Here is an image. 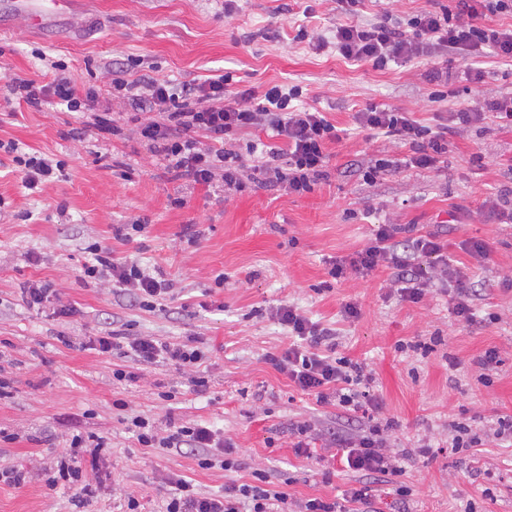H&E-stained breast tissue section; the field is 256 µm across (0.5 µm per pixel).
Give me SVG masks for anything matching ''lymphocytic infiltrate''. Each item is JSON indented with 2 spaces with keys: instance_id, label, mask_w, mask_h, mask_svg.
Instances as JSON below:
<instances>
[{
  "instance_id": "f902f5d3",
  "label": "lymphocytic infiltrate",
  "mask_w": 512,
  "mask_h": 512,
  "mask_svg": "<svg viewBox=\"0 0 512 512\" xmlns=\"http://www.w3.org/2000/svg\"><path fill=\"white\" fill-rule=\"evenodd\" d=\"M362 0H336L340 14L348 23L337 25L332 37L313 34L311 48L318 52L335 50L343 58L371 64L382 70L390 65L426 58L432 64L430 81H447L448 71L439 64L442 57L457 55L469 60L491 50L499 59L512 62V26L495 24L494 16L512 14V0H456L455 8L423 10L402 20L384 16L368 23L353 22ZM128 63L112 64V91L131 111L124 120L95 109L96 92L78 87L65 75L57 74L47 83L20 76L12 77L8 86L26 104L42 107L48 104L81 114L84 129L120 133L123 125L136 128L165 168L191 184L221 187L238 191L245 180L284 187L288 193L301 195L313 191L327 177L330 155L328 143L337 141L338 131L323 112L302 104L303 89L298 85H275L265 92L255 88L229 91V78L216 74L201 82L178 84L148 74L128 78ZM150 113L149 121H141V113ZM512 126V95L485 96L476 106L450 113L453 125H476L488 118ZM359 128L386 139L411 145L412 153L403 160L404 167L438 169L448 152V132L432 130L397 108L375 107L355 113ZM273 132L272 143L252 141L245 151L233 149L241 132L252 128ZM0 151L11 155L23 186L41 191L46 183L66 174V163L34 153L20 152L15 141H0ZM402 230L398 224H380L369 243L354 256L333 260L329 274L333 279H346L367 274L380 267L402 268L407 264L391 242ZM422 264L411 276L391 280L389 288L400 298L418 301L426 288L440 284L452 288V311L464 323H472L466 269L450 264L443 254L437 236L426 235L415 242ZM90 259L82 266L84 277L106 280L113 288L131 298L141 309L155 311L169 295L172 283L162 272H150L138 262L115 258L111 249L100 242L86 246ZM275 318L287 328L293 342L282 354L269 356V363L286 374L289 380L318 401L336 400L343 407L360 408L368 404L378 408L376 398L361 401L359 385L368 383L372 374L367 364L346 357L332 356L334 337L331 329L313 321L293 306H279ZM91 348L102 353L130 352L135 362L151 364L160 360L172 365L200 369L208 356L193 342L175 343L153 336L132 335L112 330L90 337ZM138 444L144 448H163L193 454L200 468L221 466L232 469L234 446L226 442L218 430L202 424L185 425L167 422L158 429L148 418L127 415L125 419ZM392 422L375 424L357 440L346 442L330 438L324 452L339 456L344 468L366 475H402V463L408 452L394 451L388 431ZM70 460L60 461L44 483L48 489L63 485L73 489L75 506H84L94 494L93 486L83 475L84 466L98 468L111 448L106 438L97 435H73ZM253 483L230 484L218 494L204 495L182 477L171 480L173 492L166 512H288V494L272 481L268 472L255 471Z\"/></svg>"
}]
</instances>
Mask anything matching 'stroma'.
I'll return each instance as SVG.
<instances>
[{
	"instance_id": "35a3bbf8",
	"label": "stroma",
	"mask_w": 512,
	"mask_h": 512,
	"mask_svg": "<svg viewBox=\"0 0 512 512\" xmlns=\"http://www.w3.org/2000/svg\"><path fill=\"white\" fill-rule=\"evenodd\" d=\"M453 4L365 0L358 19L374 21L386 11L403 19ZM342 20L334 0H235L229 13L224 0H77L34 27L26 11L0 0V140L69 165L66 179L36 194L12 162L0 165V380L11 391L0 399V431L14 437L0 442V469L26 475L17 486L0 482V512H125L131 496L143 512H165L172 476L210 495L232 481L252 482L257 470L287 481L288 510L299 512L305 499L341 498L361 479L324 453L297 455L298 427L310 425L320 440L347 438L374 420L393 421L396 449H433L406 460L401 476L363 479L375 512H512V435L496 433L498 418L512 417V223H500L484 205L491 197L512 200V128L494 118L455 126L439 170L394 168L371 183L363 174L372 157L397 160L411 150L353 119L389 106L440 127L482 95L512 93V64L483 54L485 78L474 84L466 62L448 56L453 80L442 89L427 79V62L376 70L331 50L315 52L297 37L303 26L331 34ZM128 57L137 62L135 76L150 71L180 83L221 71L232 86L259 92L302 86L306 103L340 132L327 146V179L304 195L251 183L213 192L174 178L133 134L71 136L82 125L79 114L18 103L6 87L14 75L45 82L60 60L77 84L95 85L97 110L120 112L109 69ZM116 165L128 167L130 179L113 176ZM177 197L184 207L173 206ZM142 219L149 222L144 236L114 238V225ZM383 222L402 226L394 240L402 255L412 252L413 237L439 233L449 261L469 269L473 323L453 315L446 289L430 288L416 303L391 295L393 268L345 281L330 276V260L362 249ZM190 224L201 231L192 244L184 236ZM471 238L487 244V262L462 249ZM94 241L162 269L173 283L164 310L138 309L111 284L84 281L83 249ZM220 273L226 281L219 287ZM32 281L51 284L57 301L28 307L21 290ZM61 300L74 315L57 314ZM348 303L358 318H345ZM284 304L335 330L337 356L370 364V392L380 403L374 415L318 403L268 362L290 343L271 315ZM127 324L136 334L202 341L206 391H195L190 370L84 348L88 337ZM64 335L71 345L61 343ZM493 347L499 364L481 369L479 356ZM119 368L134 372L135 381H116ZM168 390L175 399L161 402L159 392ZM117 399L160 426L174 419L223 431L239 450V468L207 470L193 455L140 447L122 421L127 411L113 406ZM456 422L467 426L473 447L452 448ZM76 432L111 446L99 472L87 474L97 491L79 511L70 490L44 484ZM401 485L409 489L403 498L395 493Z\"/></svg>"
}]
</instances>
